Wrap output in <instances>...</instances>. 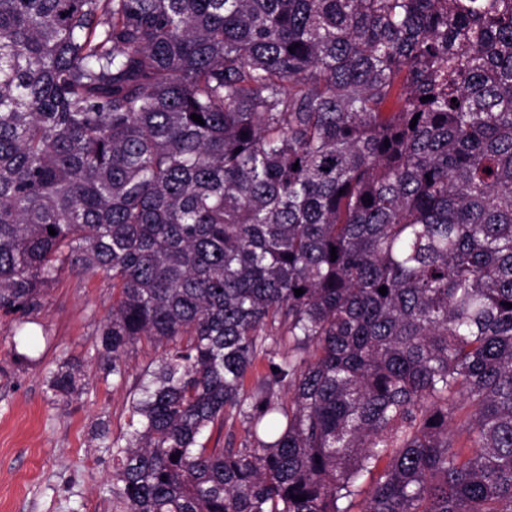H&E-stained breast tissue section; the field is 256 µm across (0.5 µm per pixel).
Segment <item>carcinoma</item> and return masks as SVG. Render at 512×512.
I'll list each match as a JSON object with an SVG mask.
<instances>
[{"label": "carcinoma", "mask_w": 512, "mask_h": 512, "mask_svg": "<svg viewBox=\"0 0 512 512\" xmlns=\"http://www.w3.org/2000/svg\"><path fill=\"white\" fill-rule=\"evenodd\" d=\"M65 272L163 348L113 512H512V0H0V314Z\"/></svg>", "instance_id": "carcinoma-1"}]
</instances>
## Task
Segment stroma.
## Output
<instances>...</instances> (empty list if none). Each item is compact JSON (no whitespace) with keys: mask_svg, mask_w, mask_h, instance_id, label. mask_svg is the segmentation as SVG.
Wrapping results in <instances>:
<instances>
[{"mask_svg":"<svg viewBox=\"0 0 512 512\" xmlns=\"http://www.w3.org/2000/svg\"><path fill=\"white\" fill-rule=\"evenodd\" d=\"M112 308L108 278L64 273L31 322L0 315V512H111L112 451L127 430L130 394L160 349L140 343L126 378L105 369L95 329ZM27 355L15 362L14 352ZM81 363L71 400L47 384L59 362Z\"/></svg>","mask_w":512,"mask_h":512,"instance_id":"35a3bbf8","label":"stroma"}]
</instances>
